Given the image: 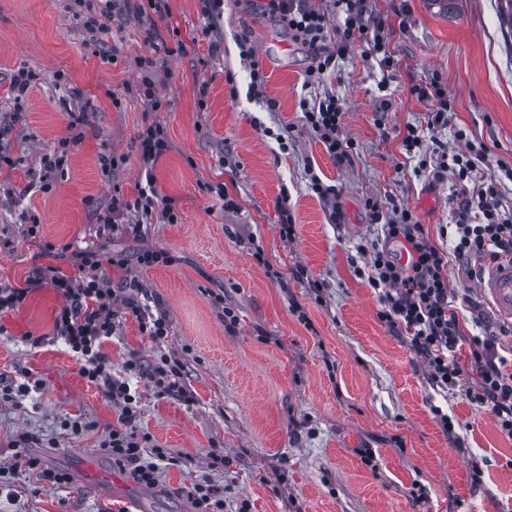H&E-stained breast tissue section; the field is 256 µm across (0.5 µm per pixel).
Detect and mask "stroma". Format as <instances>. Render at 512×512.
Returning <instances> with one entry per match:
<instances>
[{"instance_id":"1","label":"stroma","mask_w":512,"mask_h":512,"mask_svg":"<svg viewBox=\"0 0 512 512\" xmlns=\"http://www.w3.org/2000/svg\"><path fill=\"white\" fill-rule=\"evenodd\" d=\"M367 4L384 26L392 78L383 79L377 59L355 45L317 86L307 82L306 48L248 0H225L210 30L200 0H167L166 12L151 21L132 11L113 18L97 44L78 27L72 0H0V121L21 114L0 136V153L15 161L0 169V283L27 291L18 309L0 316V374L39 386L22 403L0 400V463L10 464L17 433L36 431L43 437L38 455L72 476L51 486L18 470L0 490V512H135L140 504L145 512H191L186 490L203 477L223 488L225 500H249L251 512H512V439L500 434L491 412L434 390L420 358L379 321L373 290L353 274L358 244L377 235L371 199L409 208L430 240L448 248L440 228L452 223L462 187L449 174L435 180L433 170L441 152L461 149L457 130L512 163V27L503 24L498 0H453L445 12L434 0ZM241 35L267 78L259 98L248 94ZM177 38L185 52L166 55ZM107 54L113 62H104ZM144 57L156 62L157 110L132 92ZM21 67L36 69L41 80L19 105L10 77ZM61 69L69 88L54 81ZM431 78L455 101L447 127L436 133L426 128L429 103L410 92ZM327 93L345 106L348 164H336L305 124V106ZM72 111L86 116L75 143L67 140ZM150 124L170 144L153 174L158 193L175 199L179 220L155 221L140 241L106 239L98 212L113 194L135 195L144 178L138 135ZM410 124L423 132L424 154L401 146ZM283 128L284 149L274 138ZM62 140L67 161L52 176V192L42 193L33 186L40 157ZM106 147L128 158L109 182L98 164ZM310 166L335 186L340 223H330L311 190ZM217 182L237 209L224 210L206 193ZM283 204L294 222L290 242L279 232ZM31 214L40 219L34 239ZM43 241L130 257L146 245L175 259L130 272L167 315L162 346L131 319L104 343L116 372L133 351L147 364L161 351L184 363L193 405L147 389L141 396V430L175 459L157 487L125 491L128 473L99 446L117 413L52 336L62 299L36 277ZM258 245L266 264L253 256ZM269 265L284 282L269 278ZM299 267L305 274L298 279ZM217 293L237 314L233 327L213 302ZM294 301L307 322L292 314ZM436 406L452 417L453 433L440 428ZM76 418L89 429L74 437L63 423ZM214 450L230 459L223 471L207 467ZM366 452L373 465L363 462Z\"/></svg>"}]
</instances>
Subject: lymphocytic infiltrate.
<instances>
[{
    "mask_svg": "<svg viewBox=\"0 0 512 512\" xmlns=\"http://www.w3.org/2000/svg\"><path fill=\"white\" fill-rule=\"evenodd\" d=\"M328 2V9L323 10L310 0H263V10L307 49L311 59L308 80L323 81L334 70L337 58L357 41L370 42L382 70L392 68L381 25L370 24L366 17V0ZM335 15L343 16L344 24L333 41L328 25ZM343 110L342 103L328 95L305 114L309 131L339 164L352 159V144L343 132ZM456 136L464 143L463 151L453 153L450 161L440 162L437 171H449L459 181L470 182L472 192L470 198L453 209L451 253H444L429 240L411 210L396 208L387 213L381 203L372 201L368 207L382 238L359 244L364 262L355 267L354 274L373 289L380 304L378 319L390 332L406 338L421 358L432 385L444 395L459 394L467 403L487 409L493 413L500 433L512 438V344L506 341L512 328H492L470 294L449 290L446 274L452 258L466 265L469 276L474 278L478 263L512 257V210L504 209L501 203L502 182L512 179V164L498 161L497 172H490L491 149L483 141L469 139L465 131H457ZM156 214L170 223L178 220L173 200L159 195L150 181L138 187L134 198L112 196L98 221L108 234L137 238L144 221ZM393 243L405 251L406 261L393 256L389 249ZM43 251L68 260L72 266L68 273L51 265L36 269L39 279L49 281L62 298L52 334L63 340L76 357L80 376L102 389L118 412L100 447L137 483L157 486L161 466L170 463L171 458L167 449L153 444L151 437L139 429L141 395L130 380H144L157 397L192 403L193 395L181 383L182 361L163 354L146 365L133 355L124 361L123 373L118 376L112 372V360L103 344L129 318L137 322L142 335L161 341L169 333L167 319L153 314L148 303L150 291L143 281L126 278L119 286H112L109 272L115 267L127 268L125 255L104 249L73 252L68 246L49 242ZM463 307L474 310L477 334H465L458 315ZM464 345L470 350V366L466 369L454 357L455 349ZM467 376L472 383L466 387L462 381ZM37 440L36 434L22 433L12 441L16 463L0 467V481L9 480L22 465L51 485L70 482L69 473L49 467L29 454L30 444Z\"/></svg>",
    "mask_w": 512,
    "mask_h": 512,
    "instance_id": "f902f5d3",
    "label": "lymphocytic infiltrate"
}]
</instances>
